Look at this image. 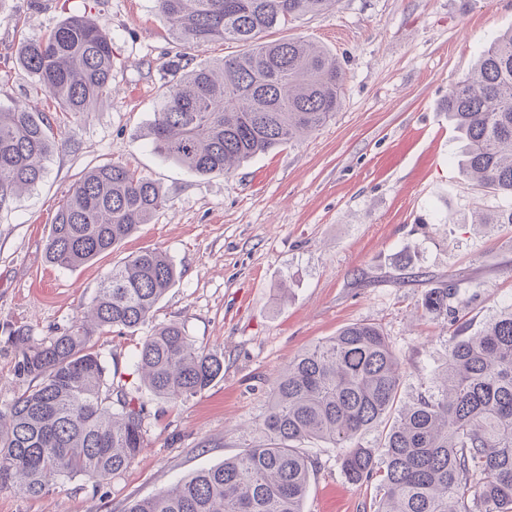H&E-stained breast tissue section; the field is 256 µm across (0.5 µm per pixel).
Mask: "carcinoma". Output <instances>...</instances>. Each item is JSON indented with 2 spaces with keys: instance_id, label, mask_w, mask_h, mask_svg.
<instances>
[{
  "instance_id": "obj_1",
  "label": "carcinoma",
  "mask_w": 512,
  "mask_h": 512,
  "mask_svg": "<svg viewBox=\"0 0 512 512\" xmlns=\"http://www.w3.org/2000/svg\"><path fill=\"white\" fill-rule=\"evenodd\" d=\"M336 0H156L173 37L239 50L179 67L146 133L152 149L198 175L293 142L338 111L344 73L336 56L301 39L261 34ZM18 61L68 112L112 93V40L102 22L73 16L23 43ZM448 119L462 142L467 182L509 204L479 224H512V29L492 37L448 91ZM56 149L42 112L0 107V211L43 179ZM150 178L121 162L88 170L59 206L46 246L50 263L74 268L118 246L167 206ZM177 279L164 253L145 250L112 267L69 330L24 339L20 370L33 385L0 411V492L31 496L58 480L95 484L123 472L147 446L144 406L114 387L93 342L102 328L135 331L152 321ZM456 288L427 289L422 309L453 312ZM456 327L437 392L400 405L401 362L382 330L354 323L301 352L273 387L263 443L201 469L124 512H302L312 464L307 439L346 449L353 482L379 481L376 512H512V308L477 335ZM137 367L157 396L177 400L224 372L215 353L176 323L153 327ZM385 424L379 447L362 443Z\"/></svg>"
}]
</instances>
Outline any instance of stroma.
<instances>
[{
  "mask_svg": "<svg viewBox=\"0 0 512 512\" xmlns=\"http://www.w3.org/2000/svg\"><path fill=\"white\" fill-rule=\"evenodd\" d=\"M89 14L112 39V92L66 112L15 54L67 18ZM512 28V0H336L270 37L324 46L344 74L342 104L300 141L200 176L147 146L145 133L180 53L212 62L221 41L183 50L155 0H0V106L44 113L58 147L43 180L0 212V411L25 391L21 337L71 327L98 285L134 253H166L179 276L155 323L180 324L218 354L224 375L187 399L155 395L136 354L150 326L95 336L115 383L142 404L147 446L100 485L63 480L32 497L0 492V512H123L195 471L263 440L273 383L305 348L352 323H372L402 362L401 396L431 393L455 327L421 307L434 284L477 333L512 307V224H476L500 198L469 185L443 103L484 44ZM114 161L147 176L168 199L150 223L96 261L48 263L58 206L83 174ZM303 512H375L377 482L355 483L341 451L311 440Z\"/></svg>",
  "mask_w": 512,
  "mask_h": 512,
  "instance_id": "1",
  "label": "stroma"
}]
</instances>
